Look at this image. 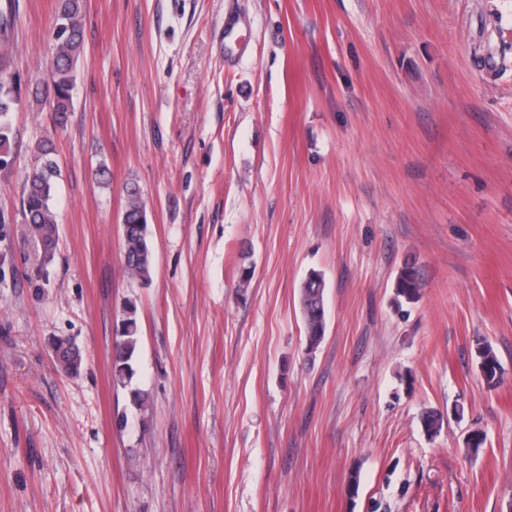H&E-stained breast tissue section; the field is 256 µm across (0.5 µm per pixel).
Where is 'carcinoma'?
Instances as JSON below:
<instances>
[{
  "label": "carcinoma",
  "mask_w": 512,
  "mask_h": 512,
  "mask_svg": "<svg viewBox=\"0 0 512 512\" xmlns=\"http://www.w3.org/2000/svg\"><path fill=\"white\" fill-rule=\"evenodd\" d=\"M85 0H57L55 18L51 30L53 57L45 77L39 79L35 94L49 100L58 122H64L67 113L74 108L73 90L79 59L84 54L82 15ZM21 84L16 76L0 66V163L8 164L14 130L9 119L20 101ZM61 169L52 156L48 143L38 146L31 167L26 171L22 186V218L28 224L29 234L42 249V271L54 260L59 239L52 201ZM123 257L126 272L143 285L152 281L154 248L147 220L146 205L140 188L132 182L126 186L125 206L121 218ZM424 285L417 268L409 263L400 269L394 283L397 305L413 304L420 300ZM326 282L321 272L310 270L302 281L298 302L306 330L307 360L315 353L326 333ZM141 335L138 305L129 299L122 307L120 319L116 321L112 343L113 383L128 387L136 374L134 362ZM56 351L54 363L69 377L80 375L84 367V354L80 346L69 336H56L51 342ZM474 360L488 387L503 381L500 360L493 346L483 343L477 346ZM422 427L429 436L443 428L445 418L436 410L423 413Z\"/></svg>",
  "instance_id": "1"
}]
</instances>
